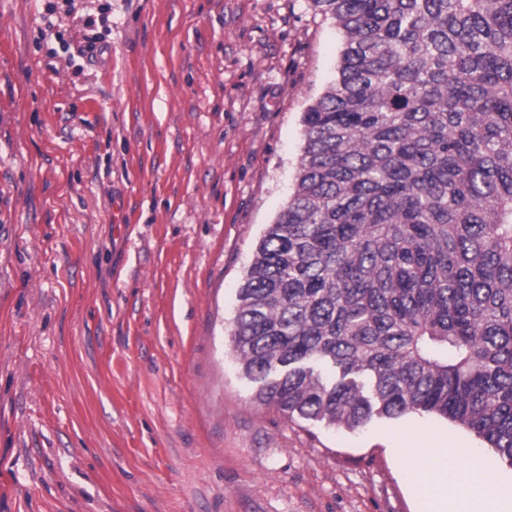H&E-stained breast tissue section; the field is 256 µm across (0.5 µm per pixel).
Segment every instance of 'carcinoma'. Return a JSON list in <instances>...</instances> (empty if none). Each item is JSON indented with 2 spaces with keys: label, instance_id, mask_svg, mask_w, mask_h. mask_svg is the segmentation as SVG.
<instances>
[{
  "label": "carcinoma",
  "instance_id": "1",
  "mask_svg": "<svg viewBox=\"0 0 512 512\" xmlns=\"http://www.w3.org/2000/svg\"><path fill=\"white\" fill-rule=\"evenodd\" d=\"M342 36L237 292L254 399L438 415L512 467V0H311Z\"/></svg>",
  "mask_w": 512,
  "mask_h": 512
}]
</instances>
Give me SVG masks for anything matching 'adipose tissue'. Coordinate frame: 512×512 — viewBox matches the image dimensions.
I'll return each mask as SVG.
<instances>
[{
  "mask_svg": "<svg viewBox=\"0 0 512 512\" xmlns=\"http://www.w3.org/2000/svg\"><path fill=\"white\" fill-rule=\"evenodd\" d=\"M466 461L465 475L453 479L448 464V437L429 436V456L422 463L427 480L419 495L420 505L428 512H512V484L487 479V463L466 449H458ZM456 482V493H449V482Z\"/></svg>",
  "mask_w": 512,
  "mask_h": 512,
  "instance_id": "1",
  "label": "adipose tissue"
}]
</instances>
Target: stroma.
I'll list each match as a JSON object with an SVG mask.
<instances>
[{
    "instance_id": "stroma-1",
    "label": "stroma",
    "mask_w": 512,
    "mask_h": 512,
    "mask_svg": "<svg viewBox=\"0 0 512 512\" xmlns=\"http://www.w3.org/2000/svg\"><path fill=\"white\" fill-rule=\"evenodd\" d=\"M340 46L311 0H0V512H414L416 436L490 456L288 418L232 351Z\"/></svg>"
}]
</instances>
